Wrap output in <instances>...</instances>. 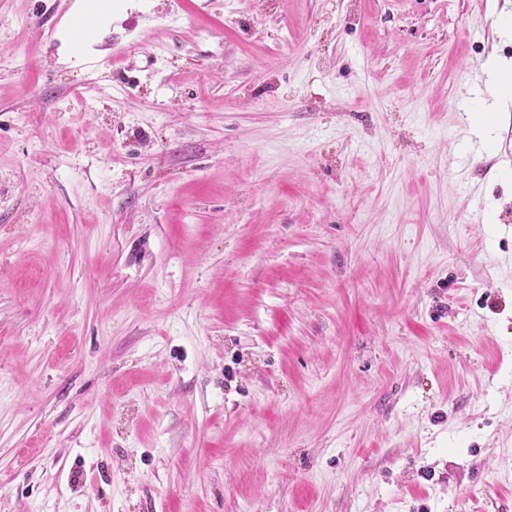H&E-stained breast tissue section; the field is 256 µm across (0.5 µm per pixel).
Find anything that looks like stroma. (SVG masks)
Returning a JSON list of instances; mask_svg holds the SVG:
<instances>
[{
  "instance_id": "1",
  "label": "stroma",
  "mask_w": 512,
  "mask_h": 512,
  "mask_svg": "<svg viewBox=\"0 0 512 512\" xmlns=\"http://www.w3.org/2000/svg\"><path fill=\"white\" fill-rule=\"evenodd\" d=\"M90 2L0 0V512H512V0ZM496 77L492 83L493 103L486 112L472 113L473 124L477 129H485L494 123L499 106L511 101L512 97V64L502 59L494 61Z\"/></svg>"
}]
</instances>
